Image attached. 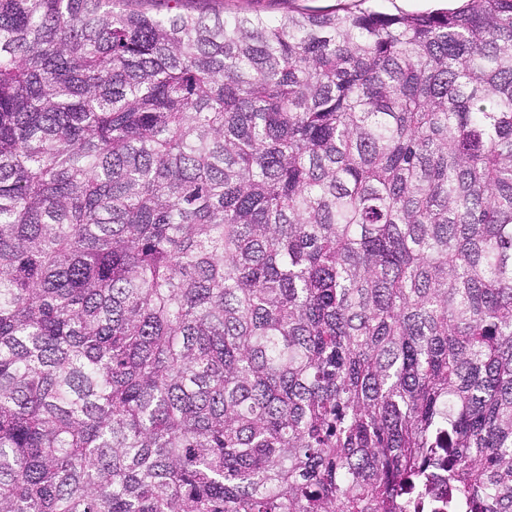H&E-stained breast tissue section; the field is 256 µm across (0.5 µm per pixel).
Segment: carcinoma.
I'll return each instance as SVG.
<instances>
[{"label":"carcinoma","instance_id":"carcinoma-1","mask_svg":"<svg viewBox=\"0 0 512 512\" xmlns=\"http://www.w3.org/2000/svg\"><path fill=\"white\" fill-rule=\"evenodd\" d=\"M512 512V0H0V512ZM179 10L192 13H261L270 17H281L302 9L327 10L352 8L358 0H181ZM456 0H366L357 7H369L384 12H425L438 8L457 7Z\"/></svg>","mask_w":512,"mask_h":512}]
</instances>
